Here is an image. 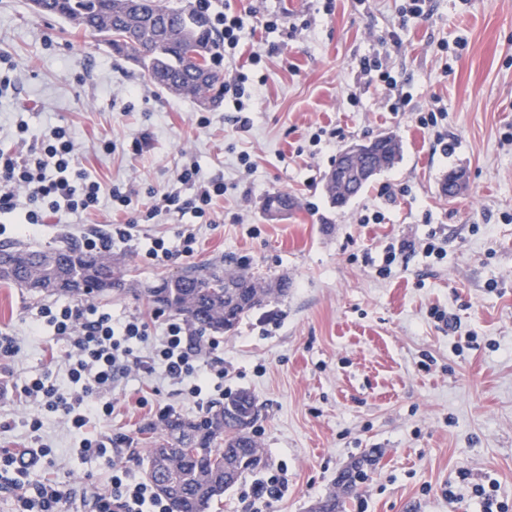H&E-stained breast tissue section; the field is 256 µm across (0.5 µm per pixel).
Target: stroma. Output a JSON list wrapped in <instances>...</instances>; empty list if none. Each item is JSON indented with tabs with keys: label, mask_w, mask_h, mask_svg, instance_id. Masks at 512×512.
Listing matches in <instances>:
<instances>
[{
	"label": "stroma",
	"mask_w": 512,
	"mask_h": 512,
	"mask_svg": "<svg viewBox=\"0 0 512 512\" xmlns=\"http://www.w3.org/2000/svg\"><path fill=\"white\" fill-rule=\"evenodd\" d=\"M396 0H299L294 22L306 27L267 54L260 37L244 39L240 63L252 52L267 75L250 105L248 131L236 128L231 99L219 107L172 96L141 66L112 55L60 19L39 16L31 0H0V55L9 56L14 91L0 98V147L13 148L17 120L33 135L68 127L82 163L103 183L132 192L129 212L102 200L80 223H54L26 234L14 215L0 216V245L47 250L107 233L128 213L146 210L194 163L224 181L210 224L192 215H163L139 224L112 260L121 290L93 299L113 319L143 320L147 354L162 336L166 314L152 313L143 290L197 263L287 280L288 295L268 298L235 332L206 334L201 359L224 360L223 392L204 386L201 399L184 386L128 374L112 390L111 416L86 431L118 439L111 460L83 457L80 433L18 396L0 397V449L31 444L51 454L28 482L51 479L69 495L63 512H95L112 488V471L145 478L149 429L174 412L198 415L240 391L260 409L253 427L269 464L227 490L215 512H313L336 497L342 512H478L473 485L497 481L512 506V0H427L423 16L400 26ZM399 30L383 67L409 104L385 103L386 88L364 73L359 58ZM448 112L453 153L442 154L421 114ZM339 131L334 146L312 149L318 128ZM395 134L401 158L371 179L343 207L331 204L326 175L345 144ZM112 143L104 151V143ZM250 154L255 172L238 163ZM461 173L455 196L443 193L449 171ZM285 192L296 201L282 216L265 199ZM381 213V223L362 216ZM197 249L167 265L144 257L153 238L175 240L186 224ZM437 230L444 253L398 256L389 277L374 268L391 242ZM58 296H35L0 284V333L13 336L14 355L0 361V382L49 372L66 378L65 341L51 329L34 334L39 311ZM453 314L455 329L430 315ZM42 416L31 433L26 425ZM361 467L355 490L341 480ZM286 473L284 495L253 497L256 484ZM453 497H445V488Z\"/></svg>",
	"instance_id": "35a3bbf8"
}]
</instances>
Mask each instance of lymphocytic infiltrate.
I'll return each mask as SVG.
<instances>
[{
    "label": "lymphocytic infiltrate",
    "mask_w": 512,
    "mask_h": 512,
    "mask_svg": "<svg viewBox=\"0 0 512 512\" xmlns=\"http://www.w3.org/2000/svg\"><path fill=\"white\" fill-rule=\"evenodd\" d=\"M196 5L210 13L214 28L222 34L224 58L232 65L224 82L225 92L238 102L256 98L259 85L251 81L247 71L235 66L240 42L249 26V12L229 6L216 11L212 0H196ZM16 137V149H0L1 214L18 213L21 223L31 228L54 218L81 217L105 195L117 209L130 206V191L117 185L104 186L87 171L65 127H53L39 139L21 121L16 125ZM225 191L223 182L207 177L199 167L184 168L176 185L156 200L142 219L150 221L171 212L205 217L213 199ZM139 220L132 218L113 225L111 233L104 237H86V250L104 253L115 243L131 240ZM41 317L43 326L51 328L70 346L67 380L60 383L50 374H39L25 378L18 392L78 430L86 427L91 418L111 416L109 395L118 376L135 372L161 381L186 382L194 398L200 396L203 383L224 377L223 368L201 365L200 351L186 324L176 319L166 322L159 343L143 357L137 349L147 340L148 327L140 319L117 324L110 313L68 303L44 307ZM41 455V449L28 445L17 451L0 452V482L16 489L17 512H60L66 492L58 482L40 481L29 487L21 481L38 465ZM97 512H168V507L150 484L135 479L130 471L118 469L112 475L111 492L97 501Z\"/></svg>",
    "instance_id": "lymphocytic-infiltrate-1"
}]
</instances>
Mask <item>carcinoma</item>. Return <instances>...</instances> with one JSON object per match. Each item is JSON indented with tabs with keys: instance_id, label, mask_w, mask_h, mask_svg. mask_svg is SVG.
Instances as JSON below:
<instances>
[{
	"instance_id": "1",
	"label": "carcinoma",
	"mask_w": 512,
	"mask_h": 512,
	"mask_svg": "<svg viewBox=\"0 0 512 512\" xmlns=\"http://www.w3.org/2000/svg\"><path fill=\"white\" fill-rule=\"evenodd\" d=\"M41 14L95 36L113 53L138 58L150 81L162 90L200 102L224 98L219 38L194 5L168 0H42ZM399 141L380 135L354 164L336 159L327 174L332 204L342 206L359 194L371 175L394 166ZM6 267L0 283L39 294L94 297L122 287L112 256L66 246L51 251L0 249ZM288 294V281L270 287L246 271L190 266L156 287L144 289L149 305L182 319L199 333L233 332L248 313L270 297ZM259 408L240 391L197 416L167 413L148 448L150 481L169 512H212L224 491L265 467L268 458L252 433Z\"/></svg>"
}]
</instances>
